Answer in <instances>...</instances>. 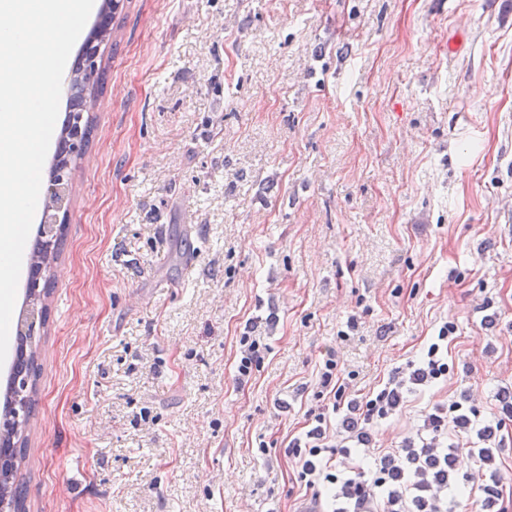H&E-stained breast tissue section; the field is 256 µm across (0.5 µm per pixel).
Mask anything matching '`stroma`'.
<instances>
[{
  "label": "stroma",
  "instance_id": "obj_1",
  "mask_svg": "<svg viewBox=\"0 0 512 512\" xmlns=\"http://www.w3.org/2000/svg\"><path fill=\"white\" fill-rule=\"evenodd\" d=\"M72 172L22 464L25 512H304L337 419L447 322L448 378L372 448L457 404L459 512H512V0H125ZM267 349L236 380L238 339ZM500 477L501 497L480 488ZM339 372L340 370H338L335 352L330 350L327 353L326 358H324L320 364L319 376L320 383L323 388L332 387L330 393L334 392L333 396L335 400L333 410L336 409V398L338 399L342 397V385L340 384L336 389V385L340 380L338 375Z\"/></svg>",
  "mask_w": 512,
  "mask_h": 512
}]
</instances>
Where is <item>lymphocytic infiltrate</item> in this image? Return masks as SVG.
Returning <instances> with one entry per match:
<instances>
[{
  "instance_id": "1",
  "label": "lymphocytic infiltrate",
  "mask_w": 512,
  "mask_h": 512,
  "mask_svg": "<svg viewBox=\"0 0 512 512\" xmlns=\"http://www.w3.org/2000/svg\"><path fill=\"white\" fill-rule=\"evenodd\" d=\"M453 332L448 323L440 328L410 372V380L429 385L447 376L444 350ZM312 419L305 446L292 449L298 475L311 492V512H457L463 491L449 488L444 479L448 458L486 432L480 418H471L462 433L455 412L436 411L425 415L420 433L406 448L383 453L367 464L361 449L347 447L341 450L345 464L340 467L331 458L338 450L327 441L325 409H318ZM444 433L448 442L434 447L433 436Z\"/></svg>"
}]
</instances>
